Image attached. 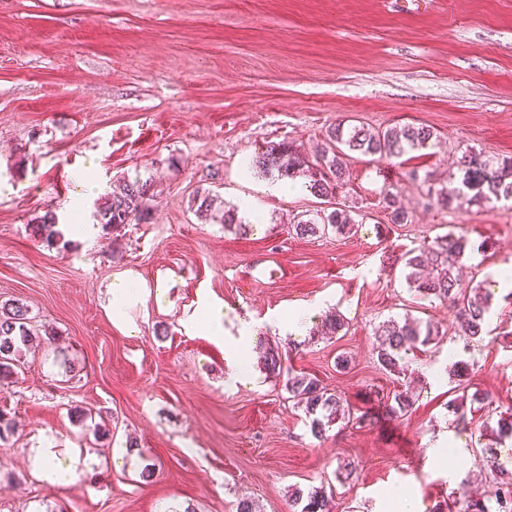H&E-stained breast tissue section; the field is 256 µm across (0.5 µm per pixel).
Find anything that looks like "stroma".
Wrapping results in <instances>:
<instances>
[{"label": "stroma", "instance_id": "35a3bbf8", "mask_svg": "<svg viewBox=\"0 0 512 512\" xmlns=\"http://www.w3.org/2000/svg\"><path fill=\"white\" fill-rule=\"evenodd\" d=\"M339 121L428 125L439 143L381 162L353 154L335 200L356 233L297 237L290 223L320 207L307 177L245 164L283 140L313 155ZM465 147L512 157V0H0V302L27 307L35 336L0 382L14 424L0 438V512H236L243 497L298 512L291 488L323 482L334 512H394L393 490L433 512L466 481L488 486L482 420L457 425L450 366L472 363L471 390L512 409V299L494 276L512 263V202L446 210L406 177L447 173ZM136 179L151 183L146 220L98 224L112 188ZM389 183L409 223L387 219ZM199 191L241 227L196 214ZM49 211L63 242L36 229ZM455 225L478 246L464 285L492 296L481 341L405 280L407 252ZM121 279L139 293L117 319ZM206 303L223 305V337L194 325ZM311 303L320 313L289 331ZM333 313L344 329L320 335ZM407 314L439 334L409 355L420 397L396 420L385 400L400 383L377 361L376 328ZM245 322L252 383L234 379L226 347ZM270 345L352 421L316 438L263 367ZM45 446L61 483L40 475ZM347 463L355 474L337 483Z\"/></svg>", "mask_w": 512, "mask_h": 512}]
</instances>
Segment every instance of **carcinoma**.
I'll return each instance as SVG.
<instances>
[{
  "mask_svg": "<svg viewBox=\"0 0 512 512\" xmlns=\"http://www.w3.org/2000/svg\"><path fill=\"white\" fill-rule=\"evenodd\" d=\"M436 139L434 129L426 125H404L386 129H368L363 126H344L339 123L326 133L323 147L309 159L290 142L268 146L256 155L248 168L262 174L277 172L282 178H292L301 173L309 178L308 188L318 197H333L336 191L349 182L346 158L348 153L376 156L380 160L399 158L411 151L429 148ZM414 181L426 189L427 196L434 203L448 209L452 204L465 198L480 205L492 199L512 201V157L490 158L472 149L465 148L456 158L455 169L445 178H436L432 172L419 174L410 172ZM150 184L136 180L125 182L109 193L96 213L98 223L117 228L124 224L145 219ZM383 208L393 224L408 222V211L401 203V190L395 185H386L381 191ZM217 199L210 193L201 192L194 196L196 212L208 215L215 210ZM40 229L49 238H61L56 229L58 217L46 213L39 221ZM356 226L351 211L336 207L332 211L318 210L306 219H299L292 225L294 233L302 238L326 237L330 234L344 236L353 232ZM469 247L466 231L458 228L445 235L435 237L429 245L408 253L405 266L406 280L410 287L421 296L437 300L455 312L465 325V333L474 339L487 332V318L490 303L478 288H465L456 274L457 265ZM27 309L15 301L0 302V381L15 373V368L24 364L22 346L29 342L30 332L26 327ZM381 338L378 347V361L383 369L399 375L407 371L406 358L434 341L438 331L430 324L409 316L402 320L390 319L378 327ZM263 365L274 375H281L282 360L277 349L265 348ZM285 389L294 405L303 410L310 421L314 435L326 432V428L339 419L345 418L341 399L330 392L314 375L306 372H287ZM415 403L414 394L409 390L396 391L389 404V412L396 418L408 414ZM458 411L457 421L470 424L466 412L478 413L486 408V398L469 393L467 387L455 398ZM483 428L489 436L488 443L481 448L482 458L494 472L492 483L483 489L463 492L461 512H512V470H506L497 463V445L505 439H512V411L502 412L493 427L484 422ZM293 502L302 505L300 512H333V492L325 486L307 490L295 489L291 493Z\"/></svg>",
  "mask_w": 512,
  "mask_h": 512,
  "instance_id": "1",
  "label": "carcinoma"
}]
</instances>
